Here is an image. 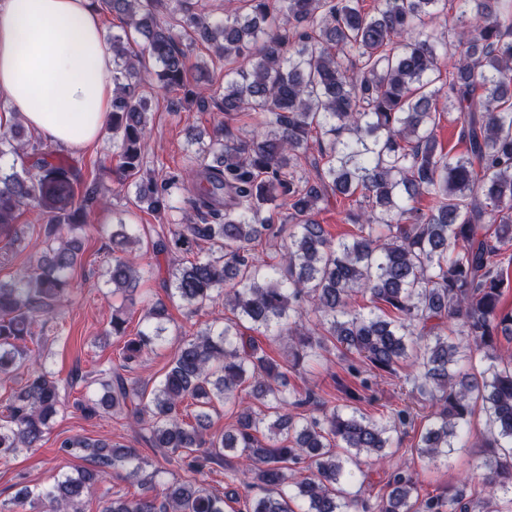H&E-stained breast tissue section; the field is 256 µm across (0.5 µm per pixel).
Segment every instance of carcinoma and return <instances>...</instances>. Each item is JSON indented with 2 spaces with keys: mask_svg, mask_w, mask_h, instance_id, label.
<instances>
[{
  "mask_svg": "<svg viewBox=\"0 0 512 512\" xmlns=\"http://www.w3.org/2000/svg\"><path fill=\"white\" fill-rule=\"evenodd\" d=\"M122 22L111 37L112 113L106 132L117 148L120 184L159 217L188 206L178 224L143 235L112 225V294L133 295L144 271L135 252L204 253L178 264L169 297L197 311L222 297L233 317L184 335L152 388L129 374L167 341V308L147 301L142 329L112 310L109 334L123 342L120 368L71 375L70 387L96 386L73 407L85 417L120 414L150 434L153 447L178 456L187 478L137 497L102 501L101 512H224L236 489L215 493L205 477L231 452L246 488L245 512H469L468 481L450 498L415 497L411 473L398 468L391 491L374 505L360 498L359 457L385 459L392 433L412 423L407 408L374 420L350 405L294 416L315 394L285 392L280 364L254 336H286L294 357L313 361L332 340L357 353L368 370L389 374L412 359V390L435 408L417 451L448 458L465 435L473 400L503 455L482 463V482L512 492V310L501 306L512 269V0H228L214 17L200 0H95ZM448 12L455 22L438 33ZM211 63L192 60L197 41ZM224 66V85L211 67ZM157 84L181 94L175 111L222 115L207 145L211 164L157 173L144 144ZM457 114L462 153L436 140L437 117ZM243 122L237 127L235 123ZM0 237L9 238L24 205L38 211L41 248L0 282V375L27 370L0 423V457L37 448L64 409L60 379L45 365L47 337L69 295L70 274L91 211L108 204L97 179L79 182L72 166L32 142L20 121L0 128ZM340 198L358 225L350 241L325 237L314 216ZM430 198L423 210L418 198ZM288 207L289 228L270 223ZM72 235H61L62 227ZM280 239L266 261L263 236ZM359 292L393 313L352 309ZM312 312L316 336L301 323ZM480 355V375L461 371ZM192 405L193 423L184 419ZM235 409L237 425L213 432L217 406ZM59 452L86 462L41 487L20 488L0 512H82L84 494L112 472L135 477L136 451L80 436ZM305 469H300L299 464Z\"/></svg>",
  "mask_w": 512,
  "mask_h": 512,
  "instance_id": "carcinoma-1",
  "label": "carcinoma"
}]
</instances>
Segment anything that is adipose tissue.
Returning a JSON list of instances; mask_svg holds the SVG:
<instances>
[{
    "instance_id": "ef3b65f1",
    "label": "adipose tissue",
    "mask_w": 512,
    "mask_h": 512,
    "mask_svg": "<svg viewBox=\"0 0 512 512\" xmlns=\"http://www.w3.org/2000/svg\"><path fill=\"white\" fill-rule=\"evenodd\" d=\"M111 71L93 0H0V99L44 142L78 151L99 138Z\"/></svg>"
}]
</instances>
